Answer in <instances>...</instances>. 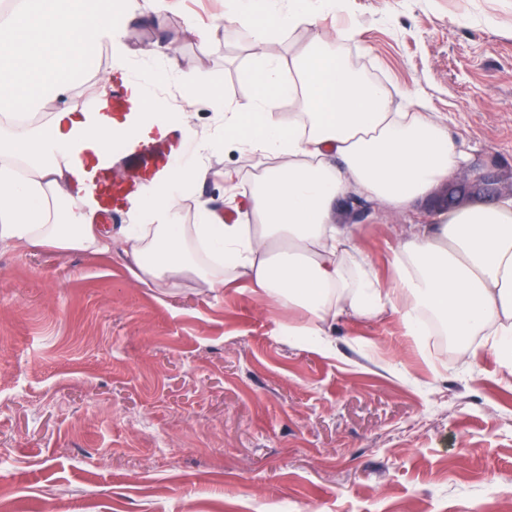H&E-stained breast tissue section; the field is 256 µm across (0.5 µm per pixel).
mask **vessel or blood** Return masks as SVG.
Instances as JSON below:
<instances>
[{
  "instance_id": "obj_1",
  "label": "vessel or blood",
  "mask_w": 512,
  "mask_h": 512,
  "mask_svg": "<svg viewBox=\"0 0 512 512\" xmlns=\"http://www.w3.org/2000/svg\"><path fill=\"white\" fill-rule=\"evenodd\" d=\"M99 127L121 119L125 135L103 151L86 143L72 151L69 162L83 188L79 201L96 214L109 216L131 209L165 178L176 163L187 161L191 147L175 126L160 128L145 120L137 82L122 68L90 105Z\"/></svg>"
}]
</instances>
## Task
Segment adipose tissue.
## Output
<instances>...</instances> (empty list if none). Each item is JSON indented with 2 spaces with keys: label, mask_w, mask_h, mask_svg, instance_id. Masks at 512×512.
<instances>
[{
  "label": "adipose tissue",
  "mask_w": 512,
  "mask_h": 512,
  "mask_svg": "<svg viewBox=\"0 0 512 512\" xmlns=\"http://www.w3.org/2000/svg\"><path fill=\"white\" fill-rule=\"evenodd\" d=\"M163 0H10L0 13V245L110 253L112 228L75 206L60 156L85 132L82 119L56 112L37 120L46 96L69 92L95 68L92 52L120 45L126 28L163 25ZM232 0V15L254 32L256 87L250 111L226 107L223 137L203 136L184 164L121 230V249L139 282L162 288L183 275L215 292L245 284L259 299L304 315L289 326L298 343H325L343 315L398 313L410 332L434 313L449 333L483 334L512 373V197L445 212L409 225L381 279L358 245L357 225L336 221L341 197L358 192L391 214L447 178L463 160L445 122L397 112L389 93L361 78L325 40L284 59L275 32L315 24L342 0ZM303 112L282 119L283 102ZM236 142L268 159L237 196L235 223L201 207L179 220L181 198L207 177L201 157Z\"/></svg>",
  "instance_id": "obj_1"
}]
</instances>
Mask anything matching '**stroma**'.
<instances>
[{
    "instance_id": "35a3bbf8",
    "label": "stroma",
    "mask_w": 512,
    "mask_h": 512,
    "mask_svg": "<svg viewBox=\"0 0 512 512\" xmlns=\"http://www.w3.org/2000/svg\"><path fill=\"white\" fill-rule=\"evenodd\" d=\"M228 0H176L163 28L135 25L125 43L179 45L156 90L192 111L198 134L224 112L189 83L219 86L246 111L254 88L248 30L225 25ZM216 27L208 56L194 29ZM338 40L347 62L382 82L399 111L407 94L440 113L465 166L512 197V0H347L318 25L283 30L291 56ZM212 176L180 202L236 212L220 171L248 184L257 166L233 147L207 153ZM456 171L405 214L336 220L359 228L381 278L406 224L447 209ZM301 316L249 289L207 292L194 276L167 288L135 281L120 247L0 248V486L21 512H512V381L484 337L464 353L408 335L396 314L338 321L327 349L289 342Z\"/></svg>"
}]
</instances>
